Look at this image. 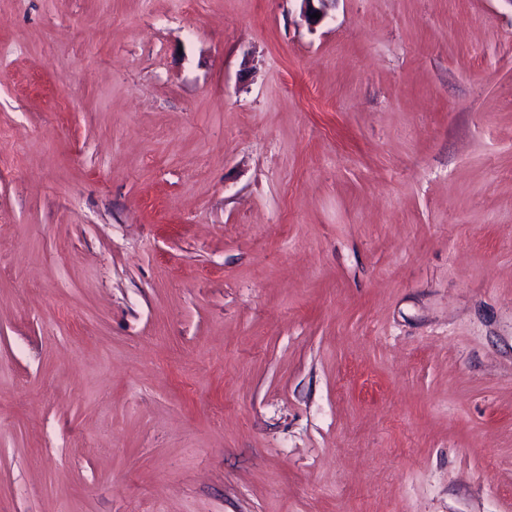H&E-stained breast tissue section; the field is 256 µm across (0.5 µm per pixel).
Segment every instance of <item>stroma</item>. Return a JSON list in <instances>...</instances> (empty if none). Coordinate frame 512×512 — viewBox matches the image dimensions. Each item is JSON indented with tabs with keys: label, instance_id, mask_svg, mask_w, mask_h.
Returning <instances> with one entry per match:
<instances>
[{
	"label": "stroma",
	"instance_id": "obj_1",
	"mask_svg": "<svg viewBox=\"0 0 512 512\" xmlns=\"http://www.w3.org/2000/svg\"><path fill=\"white\" fill-rule=\"evenodd\" d=\"M0 512H512V5L0 0Z\"/></svg>",
	"mask_w": 512,
	"mask_h": 512
}]
</instances>
